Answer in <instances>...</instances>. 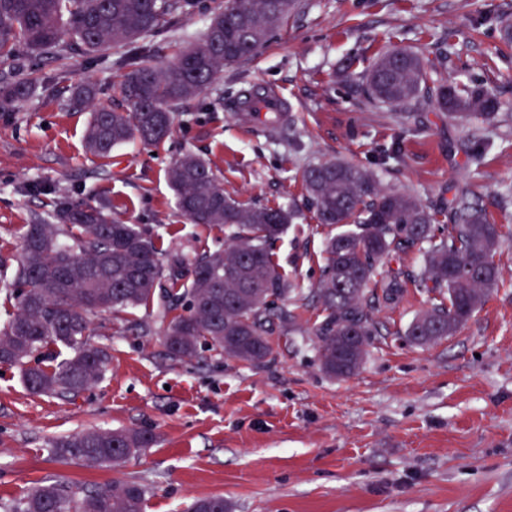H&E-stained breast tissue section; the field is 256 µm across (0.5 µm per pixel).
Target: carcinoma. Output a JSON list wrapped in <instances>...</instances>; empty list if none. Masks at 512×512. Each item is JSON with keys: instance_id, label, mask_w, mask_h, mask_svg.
<instances>
[{"instance_id": "1", "label": "carcinoma", "mask_w": 512, "mask_h": 512, "mask_svg": "<svg viewBox=\"0 0 512 512\" xmlns=\"http://www.w3.org/2000/svg\"><path fill=\"white\" fill-rule=\"evenodd\" d=\"M197 0H0V55L23 45L42 53L70 41L91 55L106 46L124 48L156 31L166 17L187 13ZM300 0H235L218 8L202 41L157 65L140 46L126 62L119 84L122 111H90L85 148L108 157L130 141L159 144L169 136L176 105L202 94L224 68L254 57L273 33L300 9ZM436 66L419 53L394 49L364 71L365 98L399 106L433 103L448 119H491L500 108L496 95L475 84L435 80ZM32 92L29 82L0 80V100L19 102ZM97 94L87 81L72 90V101L89 106ZM181 213L194 224H222L229 243L201 254L193 263L184 295L185 312L163 331L172 361L197 354L200 340L225 357L247 364L275 359V328L292 326L286 301L298 285L288 279L272 246L295 223L291 207L240 203L224 193L220 177L203 158L188 152L168 169ZM308 202L320 223L340 231L326 238L325 264L315 293L320 314L311 334L321 370L334 379L354 375L376 328L377 306L397 305L407 283L432 297L405 336L428 345L467 323L497 286L495 255L502 240L479 202L450 187L448 205L432 208L414 193L381 191L373 173L349 162L327 161L303 172ZM102 201L93 206L60 201L53 222L27 225L21 258L13 270L18 312L0 328V362L20 367L26 388L39 395H77L96 383L109 362L106 349L92 342L87 314L146 306L161 288L164 267L153 240L135 224L110 217ZM417 246L420 272L404 279L391 273L379 288L370 284L381 262ZM49 344L70 354L50 368L29 365ZM154 443L136 428L88 430L57 439L53 454L62 460L117 466ZM145 490L137 482L114 479L81 492L60 483H41L5 512H144ZM188 512H230L222 496L198 499Z\"/></svg>"}]
</instances>
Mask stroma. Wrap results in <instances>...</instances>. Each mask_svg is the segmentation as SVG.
Returning <instances> with one entry per match:
<instances>
[{
  "label": "stroma",
  "instance_id": "stroma-1",
  "mask_svg": "<svg viewBox=\"0 0 512 512\" xmlns=\"http://www.w3.org/2000/svg\"><path fill=\"white\" fill-rule=\"evenodd\" d=\"M301 2L256 56L175 107L167 139L133 141L107 158L86 152L89 114L73 108L71 88L88 80L96 104L121 108V49L85 56L64 46L34 56L21 47L0 58V77L35 83L27 100L0 103V327L17 311L7 290L26 226L50 218L64 197L107 200L114 217L152 237L165 271L177 276L149 305L91 315L93 340L111 361L78 395L32 394L19 367L0 363V504L44 481L77 489L124 479L146 488L145 512H184L210 496L224 497L230 512H512V246L495 257L501 278L489 300L454 336L426 346L406 340L410 321L430 305L409 289L375 312L378 334L358 372L334 379L309 334L320 309L311 287L333 229L318 222L302 182L310 165L351 162L381 188L432 207L457 184L512 239V45L498 20L512 13V0ZM222 4L201 0L142 42L171 61L201 40ZM397 48L432 61L449 53L442 78L493 87L497 116L460 124L415 104L372 105L343 80L346 61L359 72ZM257 80L288 99L286 124L242 117L237 93ZM418 111L425 126L405 135L402 161L383 160L382 147ZM188 152L209 162L232 198L299 211L274 253L303 293L288 302L297 319L271 362L243 364L204 343L185 362L166 355L162 330L183 311L174 285L187 284L195 256L225 241L223 226L191 223L178 210L167 170ZM119 427L157 441L114 469L51 452L61 437Z\"/></svg>",
  "mask_w": 512,
  "mask_h": 512
}]
</instances>
